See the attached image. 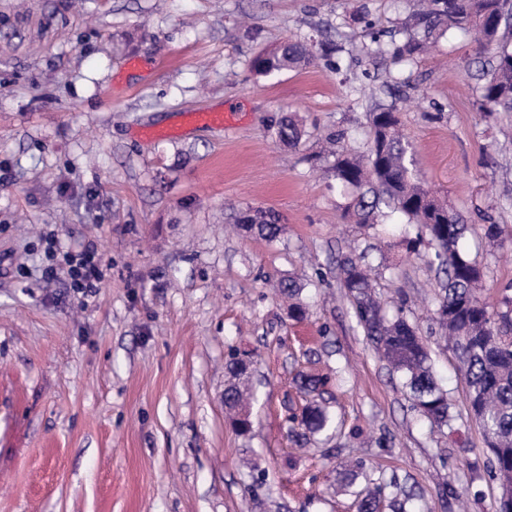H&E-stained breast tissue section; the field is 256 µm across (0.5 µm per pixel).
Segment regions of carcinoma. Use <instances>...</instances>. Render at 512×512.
I'll return each mask as SVG.
<instances>
[{"instance_id":"carcinoma-1","label":"carcinoma","mask_w":512,"mask_h":512,"mask_svg":"<svg viewBox=\"0 0 512 512\" xmlns=\"http://www.w3.org/2000/svg\"><path fill=\"white\" fill-rule=\"evenodd\" d=\"M414 25L423 29V38H410L395 47L399 57H413L428 51L439 33L462 31L474 34L485 51L491 52L489 68L483 71L480 87L485 112H512V48L503 41L502 26L512 25V0H423V9L413 15ZM323 44L288 43V48L258 55L253 69L269 74L288 68L306 67L319 57ZM277 137L295 145L302 131L292 119L283 118ZM410 144L400 131L398 113L391 107L371 113L370 145L360 155L348 148L336 152V180L356 191L353 216L356 222L376 228L386 211L399 212L409 224L419 226L427 236L408 241L414 251L422 242L434 250L432 263L443 273L436 310L437 322L458 357L468 390L465 409L479 424L490 451L491 473L501 485H512V299L504 298L506 310H494L480 294L483 270L461 246L469 229L461 212L450 209L428 190L415 174ZM248 232L268 241L281 232L279 217L271 210H257L254 216L239 218ZM371 264L363 254L345 257L340 263L343 287L352 300L354 314L366 339L400 380L412 408L426 418L431 428L442 430L454 420L448 393L432 370L428 347L404 317H390L373 297ZM224 408L236 414L234 425L241 435L253 428L244 412L252 395L247 361L235 356L226 365ZM330 377L304 374L300 390L309 400L297 411L289 408L288 430L299 441L327 437L336 419L323 394ZM366 487L356 492L359 512H377L379 501L389 488L395 512H412L416 495L400 485L397 478L377 483L368 478L365 464L350 461L340 480L349 490L359 479Z\"/></svg>"}]
</instances>
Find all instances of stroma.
Returning <instances> with one entry per match:
<instances>
[{"label":"stroma","mask_w":512,"mask_h":512,"mask_svg":"<svg viewBox=\"0 0 512 512\" xmlns=\"http://www.w3.org/2000/svg\"><path fill=\"white\" fill-rule=\"evenodd\" d=\"M415 0H0V512H357L340 473L414 485L418 512H493L497 482L470 419L434 433L357 325L339 261L386 264L377 297L427 342L463 410L459 360L436 321L432 250L388 214L377 236L348 214L326 136L365 150L370 114L397 106L427 187L462 211L493 306L512 297V113L483 112L480 56L449 32L397 61ZM383 31L373 54L366 21ZM336 41L333 63L266 76L255 57ZM163 60L132 71L131 57ZM235 104L238 125L194 124ZM298 112L297 146L274 130ZM279 214L272 242L234 215ZM496 225L488 241L485 228ZM94 247L79 293L50 255ZM299 281L292 318L277 293ZM250 360L254 422L224 412L230 352ZM328 373L341 426L299 447L298 372ZM265 470L263 486L252 468Z\"/></svg>","instance_id":"obj_1"}]
</instances>
